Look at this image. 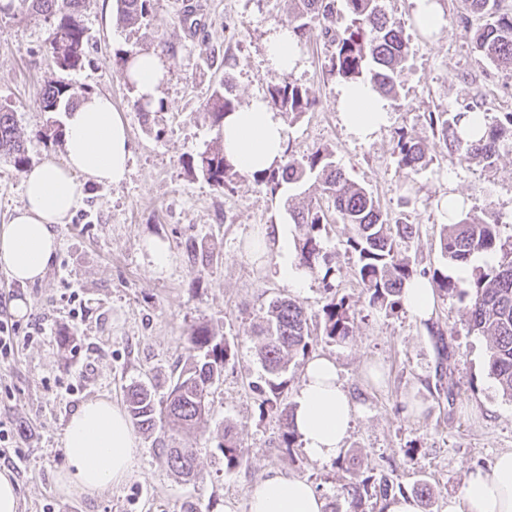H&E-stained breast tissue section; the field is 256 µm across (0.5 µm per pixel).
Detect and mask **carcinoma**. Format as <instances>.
<instances>
[{"label": "carcinoma", "instance_id": "1", "mask_svg": "<svg viewBox=\"0 0 512 512\" xmlns=\"http://www.w3.org/2000/svg\"><path fill=\"white\" fill-rule=\"evenodd\" d=\"M26 11L53 21L50 50L57 66L63 70L82 65L86 35L81 23L84 0H20ZM151 0H117L116 24L122 27L145 20ZM351 23L343 32L336 31V0H288L290 23L300 42L311 40L315 29L336 46L328 59L330 74L345 81L361 77L370 79L380 94L397 96V77L408 54L404 25L388 17L378 0H345ZM463 9L485 18V23L472 36L473 49L490 63L512 69V9L501 8V0H462ZM80 95L68 83L46 86L40 95L45 112L68 108ZM270 106L294 120L314 106L306 91L286 81L271 87L267 95ZM236 109L229 89V78L215 88L207 101L205 115L215 126H221L224 115ZM461 113H429V124L438 133L440 146L485 166L492 165L500 143L512 142V112H503L485 123L483 135L474 141L458 132ZM398 165L406 173L416 171L425 157L422 144L401 134L397 143ZM6 157L17 169L24 168L28 156L17 128L15 112L0 105V157ZM187 169L200 173L218 188L228 187L239 176L225 158L224 149L212 146L185 160ZM322 184V191L332 201L342 223L353 228L345 241V252L357 256L355 276L369 294V304L393 312L403 307L404 284L415 276L428 278L440 297L456 296L466 302L468 333L489 338L488 375L503 396L512 399V241L504 240L497 230L498 220L474 211L461 212L458 220L441 225L439 235L443 256L453 264H463L476 254H488L496 261L475 270L469 288L448 275V268L419 271L405 254L416 234L413 224L388 222L379 201L362 185L349 179L336 165L332 153L317 149L301 158L291 157L265 174L254 176L271 191L282 183L301 186L309 177ZM296 228L297 257L300 267L321 277L327 293L320 313L311 315L298 300L277 297L270 301L265 316L254 326L253 335L259 346L258 355L267 374L261 413L273 414L282 421L279 447L291 450L296 434L291 421V406L283 402L288 390V364L298 356L308 357L312 348L310 325L319 326L322 336L342 342L351 333L356 309L344 297H336L332 283L335 269L325 246L323 230L327 213L318 204L303 210L288 209ZM189 343L198 352L193 360L178 370L162 400L155 399L154 388L135 384L126 392L127 411L134 425L145 433L157 427V416H163L167 431L180 434L193 428L210 410V395L220 383L224 368L234 357L231 344L217 335L206 323L192 329ZM225 468L242 466L243 456L231 429L224 427V442L217 446ZM158 455L178 475L189 480L198 477L196 451L190 445L180 448L161 444ZM349 478L341 487L343 503H329L328 512H366L372 499L385 501L397 494H409L427 503L436 495L434 486L416 482L407 489L387 474L378 477L359 476L353 468L354 457H343Z\"/></svg>", "mask_w": 512, "mask_h": 512}]
</instances>
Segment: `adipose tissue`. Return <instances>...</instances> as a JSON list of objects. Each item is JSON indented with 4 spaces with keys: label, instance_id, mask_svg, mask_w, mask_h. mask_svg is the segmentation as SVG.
Returning a JSON list of instances; mask_svg holds the SVG:
<instances>
[{
    "label": "adipose tissue",
    "instance_id": "1",
    "mask_svg": "<svg viewBox=\"0 0 512 512\" xmlns=\"http://www.w3.org/2000/svg\"><path fill=\"white\" fill-rule=\"evenodd\" d=\"M266 48L277 71L300 67L302 52L292 30L271 27ZM167 78L160 52H138L127 64L126 79L141 102L157 103ZM338 110L347 131L362 141L370 140L390 118L388 102L367 81L347 84ZM62 120L63 160H48L24 172L23 204L0 226V269L23 283L44 277L59 246L57 227L78 206L83 182L117 185L129 172L128 126L110 96L85 95ZM221 137L226 159L243 174L261 173L284 161L285 124L263 96L226 114ZM358 411L335 360L324 355L308 359L292 401L293 423L308 455L330 460L342 454ZM63 448L67 465L57 476L58 490L89 499L124 483L140 452L125 410L108 397L85 402L72 413ZM248 507L249 512H324L325 502L308 481L273 471L252 486ZM447 512H512V451L501 452L490 471L469 472L462 498L449 499Z\"/></svg>",
    "mask_w": 512,
    "mask_h": 512
}]
</instances>
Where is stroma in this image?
<instances>
[{
	"label": "stroma",
	"mask_w": 512,
	"mask_h": 512,
	"mask_svg": "<svg viewBox=\"0 0 512 512\" xmlns=\"http://www.w3.org/2000/svg\"><path fill=\"white\" fill-rule=\"evenodd\" d=\"M113 3L85 0L86 59L66 71L51 57L48 21L16 6L0 12V105L15 112L30 163L63 156L61 139L42 135L61 119L39 105L51 83L111 96L132 145L124 182L83 185L77 209L58 227L59 248L43 279L22 283L0 271V321L17 338L12 354L0 359V423L12 429L8 448L21 459L14 476L22 512H184L190 502L197 512H247L251 486L271 470L307 480L332 502L348 474L335 460L310 458L302 446L280 448L278 421L260 413L256 387L265 373L252 337L271 299H297L313 314L325 301L323 285L311 276L305 287H288L275 263L260 267L248 255L258 228L278 226L296 236L288 206L327 199L316 185L273 194L245 174L221 189L190 173L186 156L220 139L204 105L224 80L239 106L287 80L301 86L316 105L287 123L288 154L330 150L389 220L417 226L408 244L417 267H440L446 260L437 203L447 191L461 194L475 212L498 217L500 236L512 238V144L489 167L448 156L428 115L459 111L469 93L483 96L489 116L512 112V74L474 51L470 34L480 20L461 0H443L448 24L435 37L414 26L411 0H380L404 22L409 52L389 124L363 142L341 120L343 82L327 71L334 50L327 39L317 34L304 45L296 71L284 75L269 66L266 38L270 27L287 24L285 0H151L149 22L134 29L117 26ZM131 49L162 52L168 64L159 94L166 105L162 135L147 132L118 70L119 55ZM400 129L426 146L424 162L410 175L397 164ZM328 219L334 285L358 316L345 341L314 335L313 352L335 357L339 378L360 407L345 447L356 452L362 475L384 471L407 486L429 481L437 494L420 512H445L449 498L462 497L470 470L489 468L497 454L512 450V400L487 374L489 342L468 333L464 303L438 298L434 320L448 343V359L439 361L423 322L401 309L370 307L354 273L356 257L344 251L351 227L336 212ZM148 239L168 247L163 272L143 248ZM17 299L27 303L21 317L12 311ZM201 323L234 343L235 356L214 389L209 415L183 436L197 450L198 479L185 480L158 461V430L139 434V459L124 484L93 499L61 494L56 477L66 464L62 436L71 414L101 396L124 403L126 389L137 383L165 393L175 365L192 358L187 336ZM228 425L244 456L232 471L217 450Z\"/></svg>",
	"instance_id": "35a3bbf8"
}]
</instances>
